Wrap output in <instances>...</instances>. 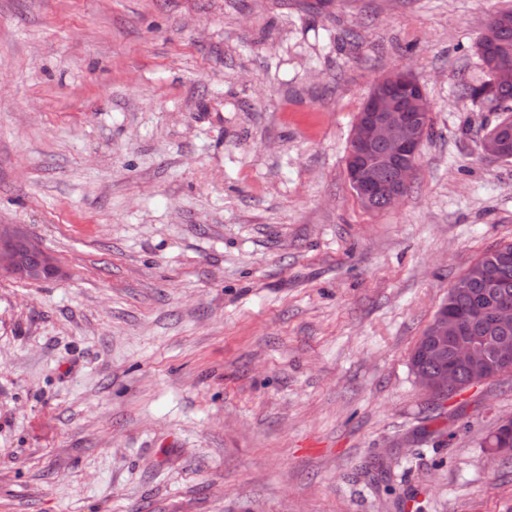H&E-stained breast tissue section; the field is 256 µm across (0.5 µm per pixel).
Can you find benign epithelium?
<instances>
[{
	"instance_id": "1",
	"label": "benign epithelium",
	"mask_w": 512,
	"mask_h": 512,
	"mask_svg": "<svg viewBox=\"0 0 512 512\" xmlns=\"http://www.w3.org/2000/svg\"><path fill=\"white\" fill-rule=\"evenodd\" d=\"M428 116V99L411 71L396 70L375 81L354 122L347 155L348 178L364 204L380 196L390 207L405 195L416 172ZM0 273L29 281L64 276L39 243L7 224L0 225ZM491 318L504 329L512 327V303H499ZM464 328V321L446 310L437 313L429 327L427 355L440 368L418 370L416 380L433 396L457 389L463 368L471 370L470 382H478L484 353L476 338H461ZM493 353L499 366L512 368L511 340L498 341Z\"/></svg>"
}]
</instances>
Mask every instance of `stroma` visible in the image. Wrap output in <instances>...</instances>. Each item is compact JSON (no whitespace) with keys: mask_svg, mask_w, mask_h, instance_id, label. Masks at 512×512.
I'll return each mask as SVG.
<instances>
[{"mask_svg":"<svg viewBox=\"0 0 512 512\" xmlns=\"http://www.w3.org/2000/svg\"><path fill=\"white\" fill-rule=\"evenodd\" d=\"M510 8L0 0V224L66 272L0 276V512H512L482 446L512 375L439 412L408 362L512 241L498 115L457 87ZM398 69L432 134L373 212L345 157Z\"/></svg>","mask_w":512,"mask_h":512,"instance_id":"obj_1","label":"stroma"}]
</instances>
